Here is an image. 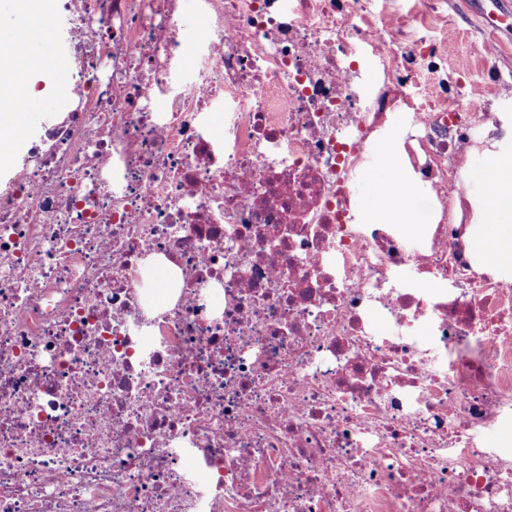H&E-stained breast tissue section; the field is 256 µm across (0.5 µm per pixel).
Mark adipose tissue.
Segmentation results:
<instances>
[{"mask_svg": "<svg viewBox=\"0 0 512 512\" xmlns=\"http://www.w3.org/2000/svg\"><path fill=\"white\" fill-rule=\"evenodd\" d=\"M483 155L485 178L467 242L483 270L503 271L512 267V133L487 124ZM366 188L368 202L360 208L361 223L396 224L404 233L415 232L419 222L412 205L416 189L390 149L382 150Z\"/></svg>", "mask_w": 512, "mask_h": 512, "instance_id": "adipose-tissue-1", "label": "adipose tissue"}]
</instances>
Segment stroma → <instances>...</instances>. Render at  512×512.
<instances>
[{
    "mask_svg": "<svg viewBox=\"0 0 512 512\" xmlns=\"http://www.w3.org/2000/svg\"><path fill=\"white\" fill-rule=\"evenodd\" d=\"M445 20L434 31L447 45L438 62L449 94L483 97L493 120L512 124V15L505 0H447ZM21 0H0V38L24 33L35 56L60 50L32 25Z\"/></svg>",
    "mask_w": 512,
    "mask_h": 512,
    "instance_id": "35a3bbf8",
    "label": "stroma"
}]
</instances>
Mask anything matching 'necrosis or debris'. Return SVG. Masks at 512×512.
Masks as SVG:
<instances>
[{"label":"necrosis or debris","instance_id":"obj_1","mask_svg":"<svg viewBox=\"0 0 512 512\" xmlns=\"http://www.w3.org/2000/svg\"><path fill=\"white\" fill-rule=\"evenodd\" d=\"M437 5L55 0L67 109L0 169V512H512V277L455 200L490 115ZM388 142L411 237L359 218Z\"/></svg>","mask_w":512,"mask_h":512}]
</instances>
